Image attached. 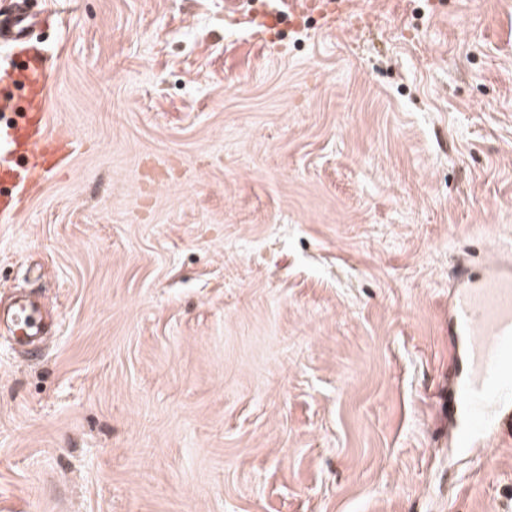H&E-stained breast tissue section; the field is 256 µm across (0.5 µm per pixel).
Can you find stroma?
Masks as SVG:
<instances>
[{
	"label": "stroma",
	"instance_id": "obj_1",
	"mask_svg": "<svg viewBox=\"0 0 512 512\" xmlns=\"http://www.w3.org/2000/svg\"><path fill=\"white\" fill-rule=\"evenodd\" d=\"M38 0L47 128L0 222V512H512L448 445V282L512 246V0ZM10 325L12 338L28 356L37 358L41 355L39 341L46 332L40 308L36 301L27 295L17 296L9 310L2 315Z\"/></svg>",
	"mask_w": 512,
	"mask_h": 512
}]
</instances>
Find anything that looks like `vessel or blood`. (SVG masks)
Instances as JSON below:
<instances>
[{
  "label": "vessel or blood",
  "mask_w": 512,
  "mask_h": 512,
  "mask_svg": "<svg viewBox=\"0 0 512 512\" xmlns=\"http://www.w3.org/2000/svg\"><path fill=\"white\" fill-rule=\"evenodd\" d=\"M38 23L37 15L16 8L8 21L0 20V39L26 41ZM19 82L29 88L36 112H44L47 86L41 60L24 68ZM30 138L29 116L19 113L0 134V179L11 178L12 161ZM452 286L448 318L456 330L449 356L462 373L450 396L448 436L455 447L486 459L504 433L505 419L512 417V252L496 253L478 268L457 262ZM4 318L15 344L39 357L47 325L37 302L17 296Z\"/></svg>",
  "instance_id": "obj_1"
}]
</instances>
